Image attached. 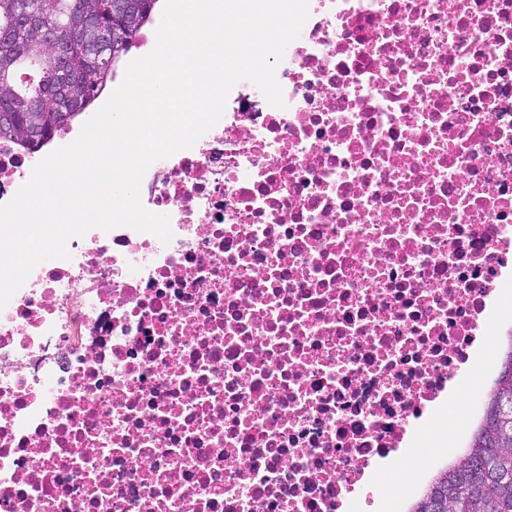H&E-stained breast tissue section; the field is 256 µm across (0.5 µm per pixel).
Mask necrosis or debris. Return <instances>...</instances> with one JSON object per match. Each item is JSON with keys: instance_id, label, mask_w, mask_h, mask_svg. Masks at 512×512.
Here are the masks:
<instances>
[{"instance_id": "obj_1", "label": "necrosis or debris", "mask_w": 512, "mask_h": 512, "mask_svg": "<svg viewBox=\"0 0 512 512\" xmlns=\"http://www.w3.org/2000/svg\"><path fill=\"white\" fill-rule=\"evenodd\" d=\"M274 79L147 168L170 242L92 228L0 309V512L400 495L375 463L505 321L512 0H309ZM76 138H0V204Z\"/></svg>"}]
</instances>
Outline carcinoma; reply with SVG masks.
I'll return each instance as SVG.
<instances>
[{
  "label": "carcinoma",
  "mask_w": 512,
  "mask_h": 512,
  "mask_svg": "<svg viewBox=\"0 0 512 512\" xmlns=\"http://www.w3.org/2000/svg\"><path fill=\"white\" fill-rule=\"evenodd\" d=\"M119 0H0V90L14 105V122L0 126V138L13 140L25 149H36L57 130L66 127L95 100L112 80L116 67L148 23L159 0H136L145 10L142 23L117 10ZM83 9L96 11L101 26L119 32L112 41L110 60L100 67L91 65L88 35L72 34L70 15ZM36 12L44 23L66 37L62 57L48 64L52 53L37 37L19 25V14ZM38 64L34 87L23 89L30 62ZM36 129L29 136L27 131ZM498 374L494 389L485 400L481 421L469 439L465 452L426 486L410 512H434L433 500L445 502L444 512H512V476L502 478L485 472L481 482L469 479L472 461L482 460L496 471L512 473V331L508 347L497 355Z\"/></svg>",
  "instance_id": "obj_1"
}]
</instances>
